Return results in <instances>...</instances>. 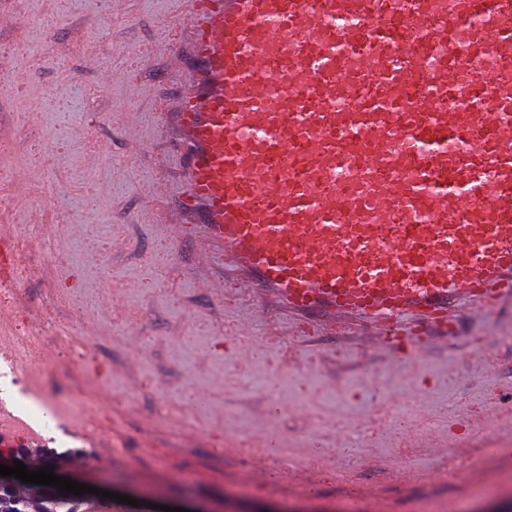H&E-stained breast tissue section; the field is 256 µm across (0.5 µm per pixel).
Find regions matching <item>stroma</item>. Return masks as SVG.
<instances>
[{
	"mask_svg": "<svg viewBox=\"0 0 512 512\" xmlns=\"http://www.w3.org/2000/svg\"><path fill=\"white\" fill-rule=\"evenodd\" d=\"M182 7L0 0L20 14L0 45L26 47L0 58V79L30 75L24 96L0 95V224L16 230L23 271L19 290H0V315L7 335L53 352L18 415L66 455L56 475L142 502L118 512H348L355 495L361 512H512L511 306L459 311L454 336L435 334L417 363L397 365L345 321L302 336L273 298L215 288L218 268L196 261L205 239L160 252L158 214L182 190L156 125L185 64L167 49L186 38L173 25ZM138 51L147 64L126 76ZM103 68L118 77L100 88ZM51 190L55 208L41 204ZM67 214L83 232L66 229ZM243 332L264 351L244 371L230 350ZM190 388L205 401L186 414L175 398ZM264 431L300 481L248 480L260 463L236 442ZM489 440L497 455H485Z\"/></svg>",
	"mask_w": 512,
	"mask_h": 512,
	"instance_id": "stroma-1",
	"label": "stroma"
}]
</instances>
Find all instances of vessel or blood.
<instances>
[{
	"instance_id": "b4317fda",
	"label": "vessel or blood",
	"mask_w": 512,
	"mask_h": 512,
	"mask_svg": "<svg viewBox=\"0 0 512 512\" xmlns=\"http://www.w3.org/2000/svg\"><path fill=\"white\" fill-rule=\"evenodd\" d=\"M170 243L299 317L414 360L463 301H512V0H187ZM35 380L40 349L17 352Z\"/></svg>"
}]
</instances>
